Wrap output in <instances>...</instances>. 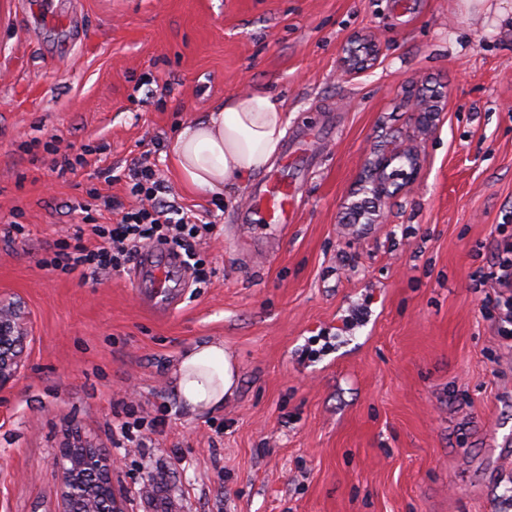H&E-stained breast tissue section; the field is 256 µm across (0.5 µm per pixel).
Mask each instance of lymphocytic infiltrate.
I'll list each match as a JSON object with an SVG mask.
<instances>
[{"label": "lymphocytic infiltrate", "instance_id": "1", "mask_svg": "<svg viewBox=\"0 0 512 512\" xmlns=\"http://www.w3.org/2000/svg\"><path fill=\"white\" fill-rule=\"evenodd\" d=\"M126 189L137 201L126 207L120 197L93 194L100 211L118 213L114 224H90L88 231H76L72 238L57 240L41 265L65 275L92 272L109 275L124 271L139 250L163 244L183 252L191 262L196 282L210 280L213 270L197 248L213 230L193 209L170 200L171 189L161 179L147 157L136 159L127 173Z\"/></svg>", "mask_w": 512, "mask_h": 512}]
</instances>
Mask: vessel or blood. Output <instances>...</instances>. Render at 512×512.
I'll list each match as a JSON object with an SVG mask.
<instances>
[{
	"label": "vessel or blood",
	"mask_w": 512,
	"mask_h": 512,
	"mask_svg": "<svg viewBox=\"0 0 512 512\" xmlns=\"http://www.w3.org/2000/svg\"><path fill=\"white\" fill-rule=\"evenodd\" d=\"M308 142L294 136L279 168L255 190L250 206L243 212L246 224H285L290 222L302 184L289 179L288 171L298 154L307 152ZM137 293L149 307L166 315L176 310L183 294L182 260L169 251L145 249L133 277Z\"/></svg>",
	"instance_id": "vessel-or-blood-1"
}]
</instances>
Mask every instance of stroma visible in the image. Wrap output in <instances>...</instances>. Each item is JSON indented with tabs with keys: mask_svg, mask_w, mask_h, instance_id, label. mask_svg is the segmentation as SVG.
<instances>
[{
	"mask_svg": "<svg viewBox=\"0 0 512 512\" xmlns=\"http://www.w3.org/2000/svg\"><path fill=\"white\" fill-rule=\"evenodd\" d=\"M0 0V297L29 323L0 391V512H60L55 455L75 428L116 458L125 512L145 485L181 512H512V341L492 285L512 242V0ZM379 48L339 75L350 38ZM157 81L161 100L140 86ZM264 90L288 132L315 137L295 223L244 224L256 179L184 186L171 146L225 98ZM438 95L429 129L410 101ZM59 154L90 149L57 177ZM420 155L377 203L370 165ZM149 152L177 201L216 227V273L156 315L130 272L96 281L40 267L82 227L89 192L133 198L106 174ZM18 220L25 235L10 234ZM222 341L233 395L194 413L173 369ZM135 394L161 419L149 447L112 424Z\"/></svg>",
	"mask_w": 512,
	"mask_h": 512,
	"instance_id": "stroma-1",
	"label": "stroma"
}]
</instances>
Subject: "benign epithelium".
<instances>
[{"label": "benign epithelium", "instance_id": "benign-epithelium-1", "mask_svg": "<svg viewBox=\"0 0 512 512\" xmlns=\"http://www.w3.org/2000/svg\"><path fill=\"white\" fill-rule=\"evenodd\" d=\"M378 52L372 43L355 37L343 48L341 69L345 74L357 73L375 62ZM418 113L419 123L429 126L437 111L427 103V97L419 96L412 102ZM404 157L410 171L403 173L407 180L418 173V154L410 149L390 156L382 155L372 163V172L367 192L376 199L387 194L386 169L396 159ZM28 335L26 316L21 302L0 298V391L12 387L22 366V355ZM56 467L61 475V512H124L121 495L112 485V457L77 437L58 448Z\"/></svg>", "mask_w": 512, "mask_h": 512}]
</instances>
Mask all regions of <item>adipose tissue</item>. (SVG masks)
Wrapping results in <instances>:
<instances>
[{
	"label": "adipose tissue",
	"mask_w": 512,
	"mask_h": 512,
	"mask_svg": "<svg viewBox=\"0 0 512 512\" xmlns=\"http://www.w3.org/2000/svg\"><path fill=\"white\" fill-rule=\"evenodd\" d=\"M286 124L284 102L268 92L227 98L177 135L172 152L178 175L202 192L244 185L271 165ZM174 376L179 400L194 411L222 406L238 380L232 357L219 341L187 349Z\"/></svg>",
	"instance_id": "adipose-tissue-1"
}]
</instances>
